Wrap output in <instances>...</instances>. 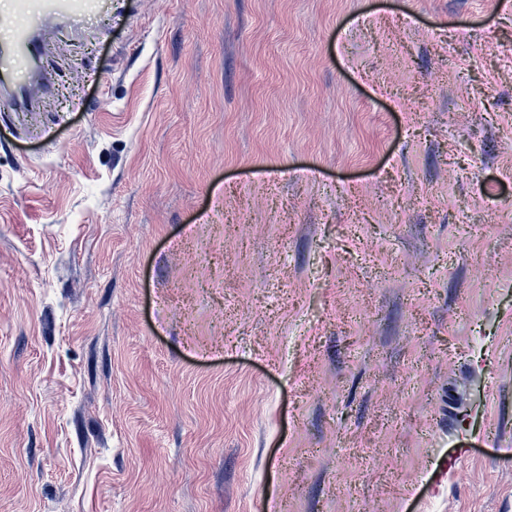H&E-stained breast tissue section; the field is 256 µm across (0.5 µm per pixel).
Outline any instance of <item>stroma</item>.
I'll return each instance as SVG.
<instances>
[{"label":"stroma","mask_w":512,"mask_h":512,"mask_svg":"<svg viewBox=\"0 0 512 512\" xmlns=\"http://www.w3.org/2000/svg\"><path fill=\"white\" fill-rule=\"evenodd\" d=\"M42 42L0 111V512H512V0Z\"/></svg>","instance_id":"stroma-1"}]
</instances>
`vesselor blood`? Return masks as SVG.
Segmentation results:
<instances>
[{"label":"vessel or blood","instance_id":"b4317fda","mask_svg":"<svg viewBox=\"0 0 512 512\" xmlns=\"http://www.w3.org/2000/svg\"><path fill=\"white\" fill-rule=\"evenodd\" d=\"M97 0H16V13L33 16L40 29L52 23L77 20L94 9ZM15 15H0V29L7 31V39L0 41V106L17 110L33 103L30 88L17 84L11 66L16 62H30L38 58L42 45L29 26L17 25Z\"/></svg>","mask_w":512,"mask_h":512}]
</instances>
